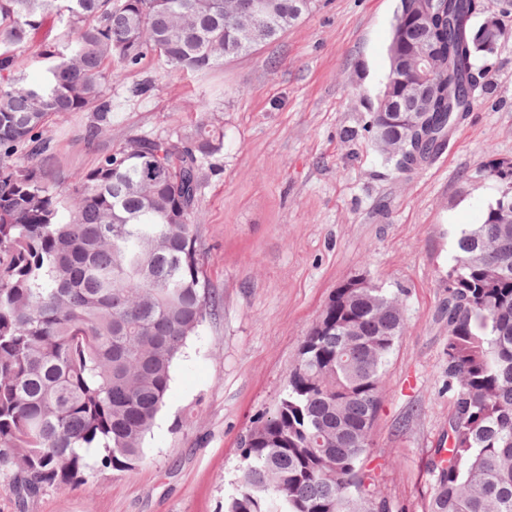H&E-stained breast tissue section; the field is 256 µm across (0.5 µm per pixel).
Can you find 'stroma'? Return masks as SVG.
I'll list each match as a JSON object with an SVG mask.
<instances>
[{"label":"stroma","instance_id":"1","mask_svg":"<svg viewBox=\"0 0 512 512\" xmlns=\"http://www.w3.org/2000/svg\"><path fill=\"white\" fill-rule=\"evenodd\" d=\"M399 0H317L277 39L206 74L148 54L103 92L112 126L87 140L86 114L49 126L47 168L65 186L128 140L224 132L196 207L216 319L191 336L131 471L26 496L0 467V512H224L242 439L276 407L299 346L337 286L365 275L396 294L405 330L381 383L368 467L397 512H424L434 448L448 434V290L455 224L482 223L512 160V37L480 57L484 91L447 148L415 170L387 163L363 128L386 74ZM152 81L144 97L131 88Z\"/></svg>","mask_w":512,"mask_h":512}]
</instances>
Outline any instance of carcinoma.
Returning a JSON list of instances; mask_svg holds the SVG:
<instances>
[{
    "label": "carcinoma",
    "instance_id": "cac0c4a2",
    "mask_svg": "<svg viewBox=\"0 0 512 512\" xmlns=\"http://www.w3.org/2000/svg\"><path fill=\"white\" fill-rule=\"evenodd\" d=\"M269 22L224 19V0H0V466L19 491L88 483L96 465L131 471L190 336L216 317L200 258L202 170L223 146L213 125L174 142L138 137L102 154L78 184L55 187L34 158L51 151L53 117L91 112L88 140L112 126L103 84L112 62L162 55L172 72L202 73L252 52L315 0H270ZM427 12L429 105L403 95ZM487 0H400L388 71L367 131L407 173L435 158L475 102L471 42ZM66 25L62 45L42 38ZM38 45L42 81L16 75V52ZM401 113L388 123L385 113ZM512 201V161H490ZM448 457L426 512H512V223L498 202L458 232L448 265ZM404 331L398 298L342 288L304 337L282 397L241 445L224 512H393L364 467L387 359Z\"/></svg>",
    "mask_w": 512,
    "mask_h": 512
}]
</instances>
